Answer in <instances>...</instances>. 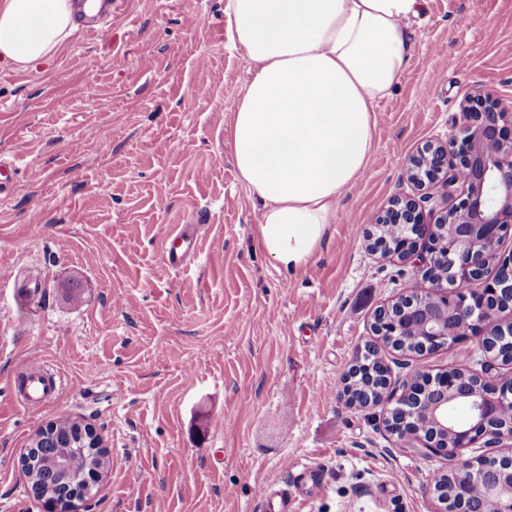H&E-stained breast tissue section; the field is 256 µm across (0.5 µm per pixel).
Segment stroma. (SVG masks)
<instances>
[{"mask_svg":"<svg viewBox=\"0 0 512 512\" xmlns=\"http://www.w3.org/2000/svg\"><path fill=\"white\" fill-rule=\"evenodd\" d=\"M224 2L127 0L43 68L0 67V156L24 157L0 194V512H46L20 457L65 418L109 458L82 512H262L264 487L287 490L290 512H442L433 471L512 454L479 439L426 456L387 431V404L338 396L408 277L363 232L411 193L407 156L455 132L475 87L512 104V0H426L376 105L369 170L292 274L264 252L226 144L249 73ZM200 213L201 252L169 269L165 238ZM458 352H386L392 389L459 366ZM35 355L63 390L30 405L19 381ZM57 423L58 422H53V423H50L51 426H49V427H46L47 425H45V426L39 428L38 430H36V432L32 436L31 440L33 441V444L30 446L27 453H25L20 460V472H21L23 479L27 483H29V479L31 477L30 478L27 477L25 473L28 472L29 470H32V473H34L35 464L37 462V459H36L34 453H32L33 455H32V457H30L29 452L33 449H35V450L37 449L36 446H37L38 442L45 437V434L48 433V430L52 431L53 436L58 433ZM32 458H35L34 461Z\"/></svg>","mask_w":512,"mask_h":512,"instance_id":"stroma-1","label":"stroma"}]
</instances>
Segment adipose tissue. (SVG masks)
<instances>
[{
  "instance_id": "1",
  "label": "adipose tissue",
  "mask_w": 512,
  "mask_h": 512,
  "mask_svg": "<svg viewBox=\"0 0 512 512\" xmlns=\"http://www.w3.org/2000/svg\"><path fill=\"white\" fill-rule=\"evenodd\" d=\"M423 0H226V39L250 69L226 129L257 201L266 254L301 269L375 147V105L410 55ZM71 0H0V65L32 69L71 35Z\"/></svg>"
}]
</instances>
